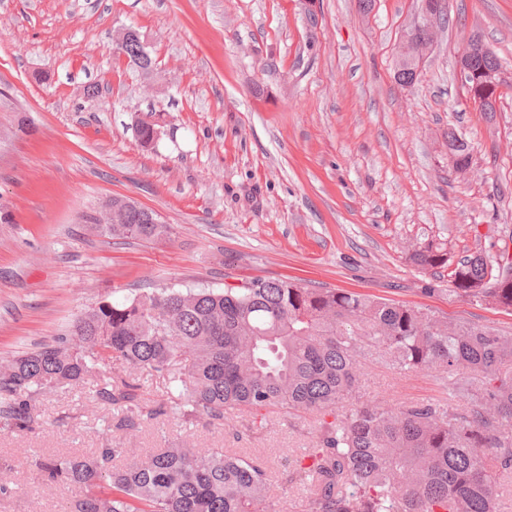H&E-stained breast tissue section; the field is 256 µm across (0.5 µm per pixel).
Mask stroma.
<instances>
[{
	"label": "stroma",
	"mask_w": 512,
	"mask_h": 512,
	"mask_svg": "<svg viewBox=\"0 0 512 512\" xmlns=\"http://www.w3.org/2000/svg\"><path fill=\"white\" fill-rule=\"evenodd\" d=\"M420 0H0V361L51 342L84 310L154 288L292 278L425 306L512 333V313L447 292L411 260L419 243L454 257L512 253V91L494 118L463 86L457 49L480 33L512 66V0H449V25L413 86L395 54ZM134 27L155 62L112 54ZM100 85L89 100L83 89ZM159 115L142 147L136 128ZM472 164L456 172L448 132ZM124 196L156 212L161 238L94 226ZM139 379L147 407L176 392ZM451 379L381 365L363 398L449 399ZM32 429L0 425V512H64L75 495L37 480L35 460L100 448L179 445L261 458L282 479L315 418L243 410L223 425L172 415L129 427L91 384L38 397ZM260 430L243 431L245 423Z\"/></svg>",
	"instance_id": "obj_1"
}]
</instances>
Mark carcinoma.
Listing matches in <instances>:
<instances>
[{
    "mask_svg": "<svg viewBox=\"0 0 512 512\" xmlns=\"http://www.w3.org/2000/svg\"><path fill=\"white\" fill-rule=\"evenodd\" d=\"M500 66L491 49L469 64L467 92L490 119L499 94L487 72ZM448 146L455 170L469 168L465 138L453 133ZM103 207L112 208V223L98 225L105 235L151 241L168 231L126 199ZM413 259L426 272L448 269V292L512 310V258L455 261L429 241ZM373 363L453 376L463 410L360 400ZM117 364L168 375L179 403L145 406L135 381L101 377ZM91 381L127 425L167 411L222 425L236 411L278 408L317 417L313 446L279 482L255 456L200 448H157L123 467L114 460L130 448L41 461L42 480L79 489L64 512H279L293 484L307 490L299 512H503L499 487L512 481V335L429 308L289 279L102 301L68 334L0 363V420L28 429L36 397Z\"/></svg>",
    "mask_w": 512,
    "mask_h": 512,
    "instance_id": "cac0c4a2",
    "label": "carcinoma"
}]
</instances>
